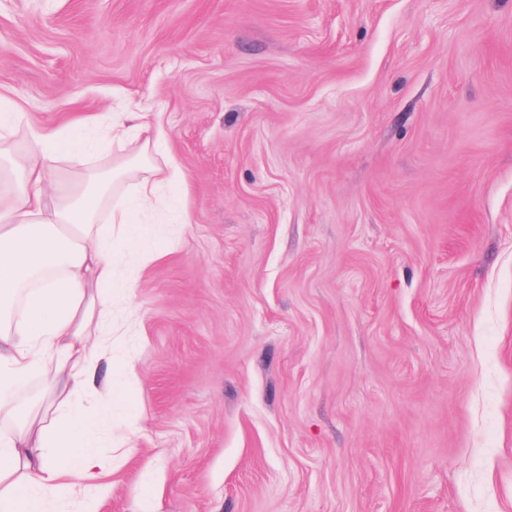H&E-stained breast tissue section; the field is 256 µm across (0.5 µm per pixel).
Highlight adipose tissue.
<instances>
[{"instance_id": "ef3b65f1", "label": "adipose tissue", "mask_w": 512, "mask_h": 512, "mask_svg": "<svg viewBox=\"0 0 512 512\" xmlns=\"http://www.w3.org/2000/svg\"><path fill=\"white\" fill-rule=\"evenodd\" d=\"M22 114L0 101V512H49L79 503L95 512L107 460L97 442L107 421L72 406L77 393L97 387L108 356L97 343L114 302L113 244L139 253L143 264L162 255L146 239L145 218L165 182H183L173 165L156 164L162 140L139 112L111 124L109 138L130 129L140 148L85 186L57 192L51 171L65 161L86 162L101 142L87 120L33 128L22 157L11 151ZM137 176L134 198L117 187ZM35 376L46 379L48 405L38 411L16 395Z\"/></svg>"}]
</instances>
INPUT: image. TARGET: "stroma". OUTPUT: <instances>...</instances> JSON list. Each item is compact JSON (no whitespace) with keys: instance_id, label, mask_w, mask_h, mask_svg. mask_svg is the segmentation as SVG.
<instances>
[{"instance_id":"1","label":"stroma","mask_w":512,"mask_h":512,"mask_svg":"<svg viewBox=\"0 0 512 512\" xmlns=\"http://www.w3.org/2000/svg\"><path fill=\"white\" fill-rule=\"evenodd\" d=\"M0 94L188 176L98 512H512V0H0Z\"/></svg>"}]
</instances>
